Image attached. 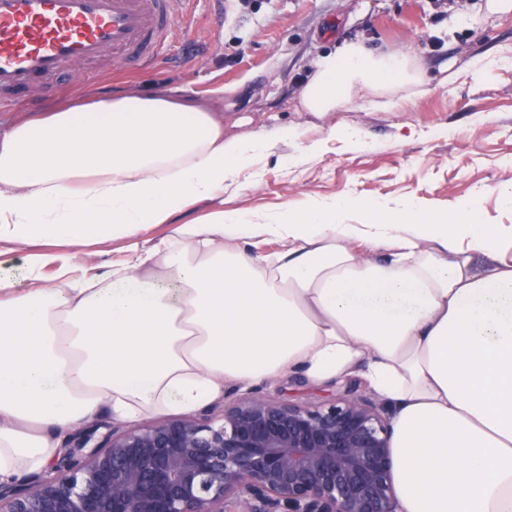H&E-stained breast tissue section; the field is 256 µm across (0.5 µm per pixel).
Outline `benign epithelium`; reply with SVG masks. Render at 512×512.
Returning a JSON list of instances; mask_svg holds the SVG:
<instances>
[{"mask_svg": "<svg viewBox=\"0 0 512 512\" xmlns=\"http://www.w3.org/2000/svg\"><path fill=\"white\" fill-rule=\"evenodd\" d=\"M390 437L354 378L317 405L251 392L218 419L96 420L46 470L0 483V512H397Z\"/></svg>", "mask_w": 512, "mask_h": 512, "instance_id": "benign-epithelium-1", "label": "benign epithelium"}]
</instances>
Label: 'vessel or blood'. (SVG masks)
I'll list each match as a JSON object with an SVG mask.
<instances>
[{
  "mask_svg": "<svg viewBox=\"0 0 512 512\" xmlns=\"http://www.w3.org/2000/svg\"><path fill=\"white\" fill-rule=\"evenodd\" d=\"M190 0H0V101L56 95L76 64L115 69L157 60Z\"/></svg>",
  "mask_w": 512,
  "mask_h": 512,
  "instance_id": "vessel-or-blood-1",
  "label": "vessel or blood"
}]
</instances>
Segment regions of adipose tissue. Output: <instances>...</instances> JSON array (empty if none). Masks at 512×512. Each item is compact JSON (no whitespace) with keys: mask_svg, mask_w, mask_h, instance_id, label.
Instances as JSON below:
<instances>
[{"mask_svg":"<svg viewBox=\"0 0 512 512\" xmlns=\"http://www.w3.org/2000/svg\"><path fill=\"white\" fill-rule=\"evenodd\" d=\"M423 85L410 53L357 39L318 56L299 101L389 110ZM301 138L225 135L188 89L77 98L0 133V242L24 271L0 276V482L45 470L102 409L132 425L193 414L228 382L356 376L392 411L400 512H512V224L478 223L473 201L441 220L355 199L223 211L226 182ZM204 201L216 210L177 224ZM171 223L174 239L140 244ZM256 236L280 250L250 253ZM34 238L71 251L25 253ZM115 239L128 261L84 265L83 246Z\"/></svg>","mask_w":512,"mask_h":512,"instance_id":"obj_1","label":"adipose tissue"}]
</instances>
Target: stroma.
<instances>
[{"label": "stroma", "instance_id": "35a3bbf8", "mask_svg": "<svg viewBox=\"0 0 512 512\" xmlns=\"http://www.w3.org/2000/svg\"><path fill=\"white\" fill-rule=\"evenodd\" d=\"M485 0H197L189 24H176L163 58L137 71L103 70L55 99L0 106V130L21 109L64 106L76 96L126 88L165 93L186 87L213 99L239 132L296 124L303 144L322 139L323 152L292 162L280 147L256 167L259 185L224 186L228 212L271 216L307 201L359 199L391 206L411 201L423 217L448 214L474 200L483 224H512V206L498 186L512 182V14L486 13ZM411 53L425 70L424 93L401 111L354 106L321 119L302 111L300 83L311 61L344 38ZM492 58L474 71L470 62ZM457 77L445 81L446 71ZM361 131L365 145L328 139L330 122ZM277 400L314 405L338 396L339 384L313 385L292 375L255 383Z\"/></svg>", "mask_w": 512, "mask_h": 512}]
</instances>
